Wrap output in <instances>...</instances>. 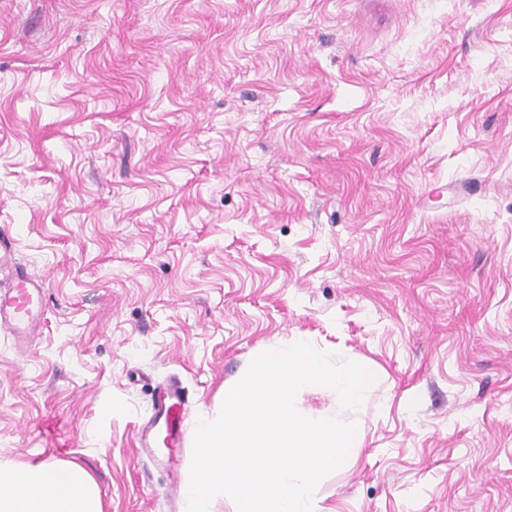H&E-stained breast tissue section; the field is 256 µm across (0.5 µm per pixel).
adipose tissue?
<instances>
[{
  "instance_id": "1",
  "label": "adipose tissue",
  "mask_w": 512,
  "mask_h": 512,
  "mask_svg": "<svg viewBox=\"0 0 512 512\" xmlns=\"http://www.w3.org/2000/svg\"><path fill=\"white\" fill-rule=\"evenodd\" d=\"M0 512H102L97 488L78 464H0Z\"/></svg>"
}]
</instances>
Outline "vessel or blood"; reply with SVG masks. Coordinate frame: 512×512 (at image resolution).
Wrapping results in <instances>:
<instances>
[{"label": "vessel or blood", "instance_id": "vessel-or-blood-1", "mask_svg": "<svg viewBox=\"0 0 512 512\" xmlns=\"http://www.w3.org/2000/svg\"><path fill=\"white\" fill-rule=\"evenodd\" d=\"M45 310L44 288L39 280L24 269H16L10 283L0 287V327L9 331L15 340L34 333ZM188 397L179 382L172 381L159 388L156 394V423H162L163 432H155L153 425L139 434L142 447L162 441L166 452L162 462L172 465L174 448L180 447L187 430Z\"/></svg>", "mask_w": 512, "mask_h": 512}]
</instances>
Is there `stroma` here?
Instances as JSON below:
<instances>
[{"label": "stroma", "instance_id": "1", "mask_svg": "<svg viewBox=\"0 0 512 512\" xmlns=\"http://www.w3.org/2000/svg\"><path fill=\"white\" fill-rule=\"evenodd\" d=\"M2 238L0 463L183 512L154 388L300 336L380 373L324 512H512V0H0ZM45 304L42 283L17 268L8 286H0V325L15 340L31 336L42 320Z\"/></svg>", "mask_w": 512, "mask_h": 512}]
</instances>
